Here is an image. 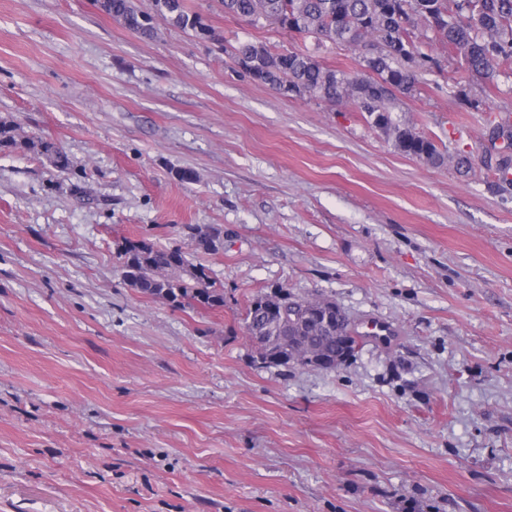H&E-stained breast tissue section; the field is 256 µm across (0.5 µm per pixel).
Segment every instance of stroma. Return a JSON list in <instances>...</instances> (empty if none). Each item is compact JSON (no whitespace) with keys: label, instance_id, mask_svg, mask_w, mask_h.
<instances>
[{"label":"stroma","instance_id":"35a3bbf8","mask_svg":"<svg viewBox=\"0 0 512 512\" xmlns=\"http://www.w3.org/2000/svg\"><path fill=\"white\" fill-rule=\"evenodd\" d=\"M187 2L217 41L0 0V117L72 161L0 153V512H512V185L480 161L512 93L429 45L402 115L463 177L227 53L360 50ZM127 239L180 248L223 311L131 288ZM281 286L354 321L339 370L261 362L242 318Z\"/></svg>","mask_w":512,"mask_h":512}]
</instances>
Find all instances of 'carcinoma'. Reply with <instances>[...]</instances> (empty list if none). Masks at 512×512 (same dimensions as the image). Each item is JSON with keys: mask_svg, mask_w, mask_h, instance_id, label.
<instances>
[{"mask_svg": "<svg viewBox=\"0 0 512 512\" xmlns=\"http://www.w3.org/2000/svg\"><path fill=\"white\" fill-rule=\"evenodd\" d=\"M224 13L258 26L268 23L291 35L313 37L349 47H361V71L331 68L302 49L273 50L263 43L246 41L229 51L236 65L250 79L272 89L288 88L291 97L310 98L330 104L345 102L372 127L378 129L399 152L425 160L434 167L452 164L460 173L471 169L464 150L448 151L416 130L400 114L401 100L414 96L419 78L416 63L426 60L417 30L424 28L448 54L460 59L465 71L485 82L483 92L497 93V77L512 75V0H221ZM101 11L127 29L146 38L156 34L154 19L170 27L213 39L212 30L186 0H152V12L134 0H103ZM0 151H32L48 157L61 172L70 169L68 154L42 137L19 139L14 125L0 119ZM483 164L502 183L512 185V121L491 123ZM124 279L138 292L165 301L175 308L218 310L224 308V290L213 285L206 269L194 265L183 270L186 255L177 247L159 248L144 240L127 241L120 249ZM284 291L254 297L243 317L246 335L253 341L264 331L285 327L290 339L282 345L267 340L264 354H279L281 365H302L300 355L310 349L319 353L318 369L336 371V355L342 344L336 335L352 336L349 326L331 331L323 323L307 320L310 310L322 301L286 293L284 313L277 321L266 318L260 304L274 302Z\"/></svg>", "mask_w": 512, "mask_h": 512, "instance_id": "obj_1", "label": "carcinoma"}]
</instances>
